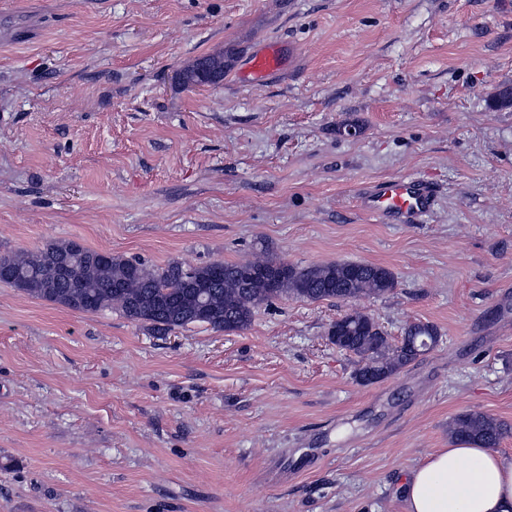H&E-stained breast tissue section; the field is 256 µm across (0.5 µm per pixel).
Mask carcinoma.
I'll use <instances>...</instances> for the list:
<instances>
[{"label": "carcinoma", "mask_w": 512, "mask_h": 512, "mask_svg": "<svg viewBox=\"0 0 512 512\" xmlns=\"http://www.w3.org/2000/svg\"><path fill=\"white\" fill-rule=\"evenodd\" d=\"M214 62L213 76L203 79L189 69L181 80L189 85L220 82L224 58ZM0 282L74 311L116 310L158 334L192 324H207L217 331L244 330L258 308L283 296L355 303L381 298L397 285L395 275L383 266L345 261L295 266L270 256L264 246L258 257L240 262L187 265L173 261L158 267L74 240L1 255ZM328 335L337 348L359 358L355 378L362 385L389 378L439 342L435 326L415 323L404 329L401 343L394 345L374 319L359 310L333 322ZM451 432L459 439L495 448L508 429L486 414L473 412L458 415Z\"/></svg>", "instance_id": "obj_1"}]
</instances>
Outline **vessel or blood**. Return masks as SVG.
Wrapping results in <instances>:
<instances>
[{"label":"vessel or blood","instance_id":"obj_1","mask_svg":"<svg viewBox=\"0 0 512 512\" xmlns=\"http://www.w3.org/2000/svg\"><path fill=\"white\" fill-rule=\"evenodd\" d=\"M285 66L283 47L270 42L246 63L240 76L253 85H262L279 75ZM356 202L363 212L382 224H415L430 213L436 202L433 184L421 177H400L362 184Z\"/></svg>","mask_w":512,"mask_h":512}]
</instances>
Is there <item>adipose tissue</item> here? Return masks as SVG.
<instances>
[{
	"label": "adipose tissue",
	"instance_id": "ef3b65f1",
	"mask_svg": "<svg viewBox=\"0 0 512 512\" xmlns=\"http://www.w3.org/2000/svg\"><path fill=\"white\" fill-rule=\"evenodd\" d=\"M402 495L406 512H512V456L456 442L414 467Z\"/></svg>",
	"mask_w": 512,
	"mask_h": 512
}]
</instances>
